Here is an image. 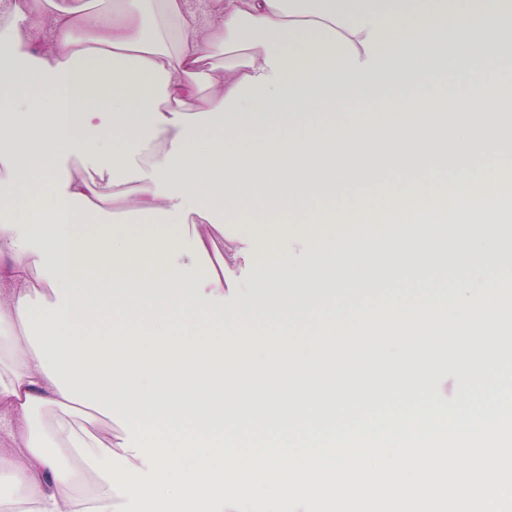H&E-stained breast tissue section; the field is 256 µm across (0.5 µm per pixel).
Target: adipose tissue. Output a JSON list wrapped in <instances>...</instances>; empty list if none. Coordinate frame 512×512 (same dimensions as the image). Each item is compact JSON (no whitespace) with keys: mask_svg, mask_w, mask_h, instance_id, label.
<instances>
[{"mask_svg":"<svg viewBox=\"0 0 512 512\" xmlns=\"http://www.w3.org/2000/svg\"><path fill=\"white\" fill-rule=\"evenodd\" d=\"M508 0H0V482L15 512H113L106 480L79 495L96 458L122 453L124 424L140 421L201 434L243 435L253 382L273 358L246 335L221 347L171 338L172 324L199 315L224 321V267L252 258V232L225 235L218 215L248 218L333 191L349 163L323 144L354 142L360 179L385 169L468 164L492 151L478 132L494 124L493 84L512 47L494 37ZM481 23L473 35L466 19ZM223 55V68H206ZM462 74L447 83L448 65ZM452 100L463 114L450 143L418 112ZM287 127V136L278 127ZM401 129L398 143L369 128ZM239 152H230V145ZM290 156L256 175L258 155ZM234 176L220 178L224 168ZM122 201L147 218L78 231L102 204ZM357 212L261 226L272 243L308 251L306 265L274 259L262 279L264 305L251 319L297 306L314 289L366 287L363 245L337 232ZM323 243L310 244L314 234ZM223 258H216V250ZM157 276L142 277L143 262ZM154 322V341L81 336L90 321ZM376 356L389 383L406 390L420 361L440 345L420 310ZM239 377L234 389L224 372ZM312 365L295 358L289 379L273 376L271 402H309Z\"/></svg>","mask_w":512,"mask_h":512,"instance_id":"1","label":"adipose tissue"}]
</instances>
